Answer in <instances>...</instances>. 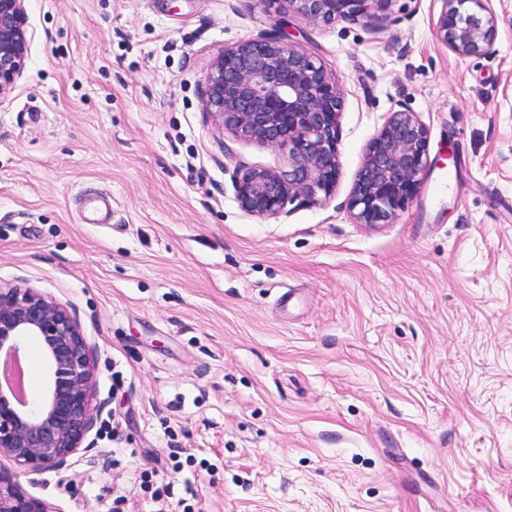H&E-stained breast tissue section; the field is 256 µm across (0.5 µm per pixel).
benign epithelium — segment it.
<instances>
[{"instance_id":"7a95c632","label":"benign epithelium","mask_w":512,"mask_h":512,"mask_svg":"<svg viewBox=\"0 0 512 512\" xmlns=\"http://www.w3.org/2000/svg\"><path fill=\"white\" fill-rule=\"evenodd\" d=\"M26 0H0V95L23 72L29 53ZM313 25L367 26L391 18L397 0H276ZM438 41L461 58L494 52L499 16L492 0H439ZM344 92L321 61L268 32L227 46L203 79V113L222 134L288 150V169L237 166L231 181L245 212L269 219L298 199L333 197L341 174L339 131ZM429 159V129L398 103L366 146L345 203L355 224H389L410 201ZM35 343L44 365L42 390H27L26 349ZM97 360L69 308L30 286H0V512H60L29 495L20 477L59 471L72 455L94 448L89 434L106 408L92 404Z\"/></svg>"}]
</instances>
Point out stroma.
<instances>
[{"label":"stroma","instance_id":"obj_1","mask_svg":"<svg viewBox=\"0 0 512 512\" xmlns=\"http://www.w3.org/2000/svg\"><path fill=\"white\" fill-rule=\"evenodd\" d=\"M495 52L437 42L439 0L372 29L272 0H28L0 96V284L67 304L106 401L94 447L23 478L61 512H512V0ZM270 31L345 93L323 204L244 212L235 166L282 151L202 110L214 54ZM429 128L389 224L352 223L397 102ZM93 192L107 224L83 220Z\"/></svg>","mask_w":512,"mask_h":512}]
</instances>
